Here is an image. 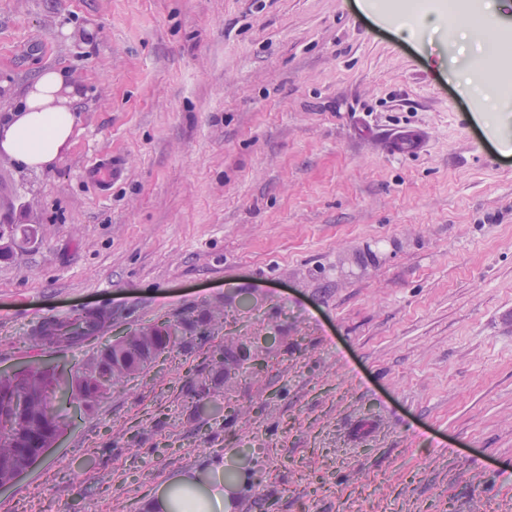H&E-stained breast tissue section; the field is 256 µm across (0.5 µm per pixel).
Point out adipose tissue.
I'll list each match as a JSON object with an SVG mask.
<instances>
[{
  "mask_svg": "<svg viewBox=\"0 0 512 512\" xmlns=\"http://www.w3.org/2000/svg\"><path fill=\"white\" fill-rule=\"evenodd\" d=\"M420 29H447L488 56V85H495L501 68L512 66V45L498 40L485 12L472 0H451L449 6L424 12ZM82 98L79 86L58 70L40 71L28 84L22 105L0 122V152L28 169L56 161L68 147ZM223 465L174 472L146 500L147 512H231Z\"/></svg>",
  "mask_w": 512,
  "mask_h": 512,
  "instance_id": "adipose-tissue-1",
  "label": "adipose tissue"
}]
</instances>
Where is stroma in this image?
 Segmentation results:
<instances>
[{"mask_svg": "<svg viewBox=\"0 0 512 512\" xmlns=\"http://www.w3.org/2000/svg\"><path fill=\"white\" fill-rule=\"evenodd\" d=\"M360 2L0 0V118L45 68L83 93L50 168L0 157L40 226L0 260V371L224 313L58 404L0 512H144L214 460L233 512H512V95L479 120L465 42ZM47 313L105 328L34 346Z\"/></svg>", "mask_w": 512, "mask_h": 512, "instance_id": "stroma-1", "label": "stroma"}]
</instances>
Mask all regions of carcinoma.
<instances>
[{"mask_svg": "<svg viewBox=\"0 0 512 512\" xmlns=\"http://www.w3.org/2000/svg\"><path fill=\"white\" fill-rule=\"evenodd\" d=\"M37 233L35 224H0V241L7 239L9 243L0 244V260L10 259L21 244L32 239ZM103 322L96 316L77 319L70 324H51L45 328L44 338L58 344H72L88 336L101 332ZM159 337L156 354L147 355L140 348L134 336H129L123 344L112 348L108 344L100 353L101 365L104 370L88 373L81 370L76 377H71L55 367L30 365L10 375L0 374V396L17 394L36 388L39 390L37 409L51 417L54 432L43 437L37 445H31L25 438H17V443L23 448L18 453L13 444L0 439V455L16 457V467L19 471L27 470L44 452L52 447L54 439L65 430L66 424L62 415L54 410V402H65L70 396H75L83 403L98 402L112 392V388L126 378L143 373L155 361L156 357L166 349L175 345L179 340L178 329L160 323L153 326ZM117 356L129 363L128 372L112 370V356Z\"/></svg>", "mask_w": 512, "mask_h": 512, "instance_id": "cac0c4a2", "label": "carcinoma"}]
</instances>
